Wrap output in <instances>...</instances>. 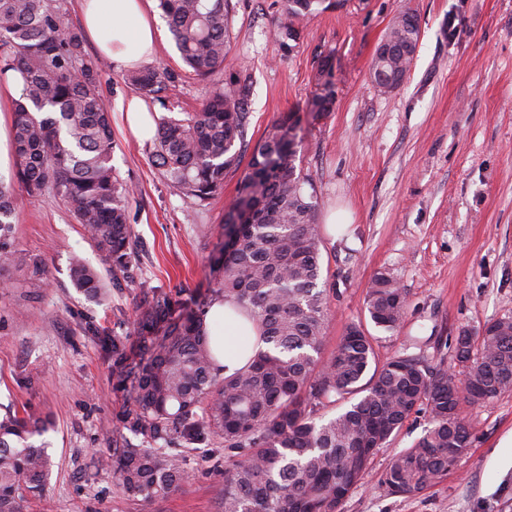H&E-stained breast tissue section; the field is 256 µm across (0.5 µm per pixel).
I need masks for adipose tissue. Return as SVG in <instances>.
Segmentation results:
<instances>
[{
	"label": "adipose tissue",
	"instance_id": "adipose-tissue-1",
	"mask_svg": "<svg viewBox=\"0 0 512 512\" xmlns=\"http://www.w3.org/2000/svg\"><path fill=\"white\" fill-rule=\"evenodd\" d=\"M82 25L100 54L121 68H132L154 59L158 30L156 20L147 12L149 0H79ZM207 321L222 320L224 337L212 340L218 365L232 374L246 359L237 348L247 321L223 299H215L206 312Z\"/></svg>",
	"mask_w": 512,
	"mask_h": 512
}]
</instances>
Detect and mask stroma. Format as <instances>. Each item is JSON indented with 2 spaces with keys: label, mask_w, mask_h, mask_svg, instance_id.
<instances>
[{
  "label": "stroma",
  "mask_w": 512,
  "mask_h": 512,
  "mask_svg": "<svg viewBox=\"0 0 512 512\" xmlns=\"http://www.w3.org/2000/svg\"><path fill=\"white\" fill-rule=\"evenodd\" d=\"M308 22L298 47L275 38L280 0H231L229 68L254 78L247 143L255 145L281 113L298 111L299 167L318 203L323 276L334 293L322 346L330 355L347 326L368 323L366 289L376 272L391 274L407 297L400 325L372 328L380 360L399 355L451 357L461 330L480 332L512 316V0H330ZM419 18L421 37L409 75L395 91L371 77L376 49L405 9ZM99 63L100 93L116 148L112 164L136 193L129 223L140 245L136 281L113 289L102 305L69 277L70 251L97 255L83 229L51 193L24 203L14 224L22 259L37 257L49 285L37 288L23 271L0 287V407L52 423L46 435L54 467L40 497L23 512H220L223 448L186 455L189 481L165 498H128L111 470L104 426L115 424L129 392L112 382V361L82 330L92 316L135 338L134 309L143 286L185 301L210 299L211 256L240 173L207 206L177 194L149 161L152 143L138 142L119 106L136 91L125 71L86 44ZM333 63L330 110L308 112L321 90L322 57ZM153 66L180 73L160 116L195 112L205 82L185 76L163 34ZM211 225L210 238L197 227ZM471 445L457 469L415 496L389 495L378 480L395 449L410 447L428 426L412 415L342 506V512H512V391L463 407Z\"/></svg>",
  "instance_id": "1"
}]
</instances>
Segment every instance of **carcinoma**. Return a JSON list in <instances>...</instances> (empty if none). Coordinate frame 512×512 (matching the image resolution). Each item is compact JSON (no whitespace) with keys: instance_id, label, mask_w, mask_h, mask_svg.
I'll return each mask as SVG.
<instances>
[{"instance_id":"obj_1","label":"carcinoma","mask_w":512,"mask_h":512,"mask_svg":"<svg viewBox=\"0 0 512 512\" xmlns=\"http://www.w3.org/2000/svg\"><path fill=\"white\" fill-rule=\"evenodd\" d=\"M325 0H282L276 29L291 51L306 22ZM187 73L209 82L202 107L158 123L153 165L179 194L203 206L239 169L250 124L251 74L226 70L230 0H158ZM55 0H0V79L13 71L24 86L13 106L15 169L0 178V276L17 264L13 219L23 200L51 191L85 230L98 256L90 265L69 258L70 278L100 304L112 285L132 282L140 255L128 222L133 186L112 165L115 141L99 92L98 65L88 63L81 30L62 24ZM389 54H376L371 71L409 74L420 41L418 16L400 13L386 34ZM125 82L163 100L175 75L155 66L129 71ZM299 118L285 112L258 141L228 207L224 229L231 250L213 260L216 289L252 321L238 347L252 349L246 365L221 374L200 303L189 307L158 287L136 307L135 345L92 318L83 331L112 359V381L131 385L117 417L112 475L137 501L166 497L187 482L184 453L224 445L222 512H342L345 499L411 415L430 427L396 452L378 487L415 496L458 466L470 444L462 405L490 402L512 390V316L488 323L481 335L462 330L453 363L402 355L378 362L374 337L349 325L328 357L321 356L330 289L323 278L317 201L305 191L297 165ZM20 186L25 195L16 193ZM407 300L396 281L377 274L366 294L374 326L393 330ZM461 370H456V367ZM49 422L6 411L0 417V512H22L38 496L53 461L33 438ZM140 441L135 448L127 436Z\"/></svg>"}]
</instances>
